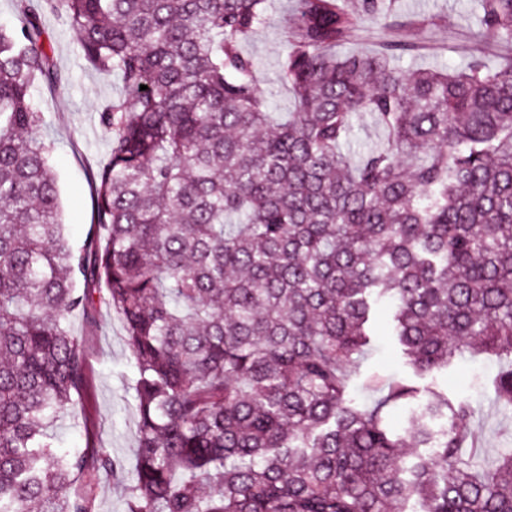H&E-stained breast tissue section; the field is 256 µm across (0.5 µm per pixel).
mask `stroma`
Returning <instances> with one entry per match:
<instances>
[{
    "instance_id": "stroma-1",
    "label": "stroma",
    "mask_w": 512,
    "mask_h": 512,
    "mask_svg": "<svg viewBox=\"0 0 512 512\" xmlns=\"http://www.w3.org/2000/svg\"><path fill=\"white\" fill-rule=\"evenodd\" d=\"M270 2V23L253 34L242 51L257 63L258 89L272 111L283 116L294 108L291 94L277 78L279 61L286 51L280 20L290 2ZM475 3L476 0H397L398 19L406 23L408 39L418 46L413 64L460 69L478 53L487 64H498L499 49H478L471 37L479 26ZM423 17L437 18L440 24L427 30L413 28L412 20ZM42 23L61 82L55 87L35 85L33 104L43 116L44 134L54 144L51 163L57 176L62 219L72 245L80 248L94 222L95 179L109 154L99 112L120 97L121 84L118 78H104L85 63L72 31L59 16L44 12ZM71 328L83 340L88 386L75 415L59 419L55 425L61 447L83 449L91 455L105 448L116 460L131 464L136 447V369L123 324L101 306L92 319L73 317ZM376 343L375 352L353 381V398L360 402L370 400L368 378L373 374L403 377L421 388L434 385L446 390L449 398L468 400L475 407L472 427L481 436L487 453L512 445V412L498 407L490 387L495 363L481 356L465 358L447 372L420 377L404 363L388 332H381ZM87 479L93 484L91 512H126L123 479H110L93 470Z\"/></svg>"
}]
</instances>
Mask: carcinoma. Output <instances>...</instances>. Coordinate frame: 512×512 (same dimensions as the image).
<instances>
[{
	"instance_id": "carcinoma-1",
	"label": "carcinoma",
	"mask_w": 512,
	"mask_h": 512,
	"mask_svg": "<svg viewBox=\"0 0 512 512\" xmlns=\"http://www.w3.org/2000/svg\"><path fill=\"white\" fill-rule=\"evenodd\" d=\"M267 2L20 0L0 28V512H89L88 456L52 428L88 378L70 319L102 304L137 370L135 463L96 453L126 512H512V448H473L469 401L404 378L350 397L388 300L415 374L494 356L512 411V55L405 67L395 0H292L278 120L242 52ZM478 2V41L512 47V0ZM44 7L123 91L82 250L31 103L58 81ZM366 116L382 137L353 151Z\"/></svg>"
}]
</instances>
